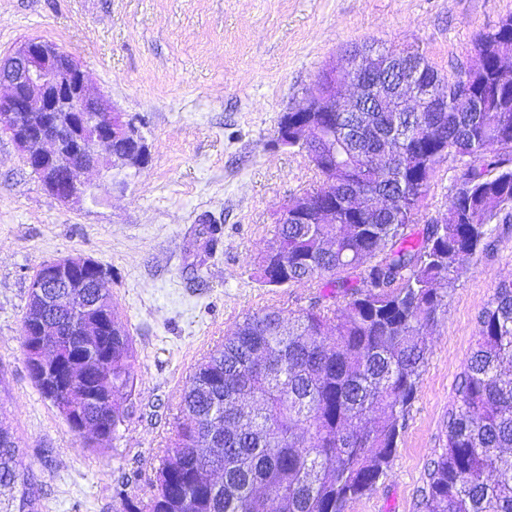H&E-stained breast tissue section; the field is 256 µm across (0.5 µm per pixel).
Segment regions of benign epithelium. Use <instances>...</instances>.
<instances>
[{"instance_id": "7a95c632", "label": "benign epithelium", "mask_w": 512, "mask_h": 512, "mask_svg": "<svg viewBox=\"0 0 512 512\" xmlns=\"http://www.w3.org/2000/svg\"><path fill=\"white\" fill-rule=\"evenodd\" d=\"M401 70L399 58L374 51L350 64L345 59L332 63L317 76L300 112L313 116L298 139L310 143L328 131L319 112L326 104H337L340 112L357 111L356 103L374 94L379 84L368 77L385 78ZM0 129L9 133L25 162L46 189L58 200L68 202L86 195L91 187L83 180L92 169H102V186L112 187V172L138 169L144 164L146 149L134 125L111 106L102 95L90 93L81 63L55 45L30 38L0 60ZM397 91L405 101H423L433 95L430 86L397 79ZM107 275L96 263L82 258H63L42 266L40 277L31 283V299L39 302L47 288L68 289V300L80 301L82 290L94 282L105 287ZM49 332L46 321H28L25 334L36 337L26 357L30 373L46 368L53 348L40 337ZM63 416L81 431L87 430L81 410L74 403L59 406Z\"/></svg>"}]
</instances>
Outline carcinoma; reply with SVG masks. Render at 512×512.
<instances>
[{
	"label": "carcinoma",
	"instance_id": "1",
	"mask_svg": "<svg viewBox=\"0 0 512 512\" xmlns=\"http://www.w3.org/2000/svg\"><path fill=\"white\" fill-rule=\"evenodd\" d=\"M483 73L441 77L417 52L413 78L447 100L413 111L389 92L373 112H338L336 217L321 223L326 182L303 195L306 218L275 227L280 269L259 265L269 286L319 281L320 295L288 313L263 310L197 365L183 393L182 421L144 501L126 483L113 487L121 512H346L385 474L417 392L429 352L427 330L447 305L448 289L491 234L512 220V75L498 59L512 55V15L482 35ZM400 157L385 172L370 154ZM469 157L448 222L416 223L437 162ZM401 205L390 211L387 199ZM94 299L112 314V335L84 346L70 311L46 319L69 336L71 350L112 371L111 396L83 390L80 374L60 385L33 381L51 403L75 402L93 425L129 418L136 386L133 339L108 293ZM0 408V512H39L37 484ZM424 512H512V281H503L477 318L473 350L448 409L446 448L431 462Z\"/></svg>",
	"mask_w": 512,
	"mask_h": 512
}]
</instances>
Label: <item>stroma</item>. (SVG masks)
Masks as SVG:
<instances>
[{
    "instance_id": "35a3bbf8",
    "label": "stroma",
    "mask_w": 512,
    "mask_h": 512,
    "mask_svg": "<svg viewBox=\"0 0 512 512\" xmlns=\"http://www.w3.org/2000/svg\"><path fill=\"white\" fill-rule=\"evenodd\" d=\"M512 0H0V58L25 39L79 60L91 90L131 120L148 159L96 198L55 199L0 131V408L42 512H116L117 482L148 496L193 371L248 314L298 310L317 282L273 287L259 260L276 213L317 185L306 154L275 146L281 115L324 65L364 42L422 53L444 78L474 64ZM465 159L435 166L412 233L441 217ZM221 229L209 244L207 225ZM88 258L137 351L130 419L108 450L72 432L37 390L22 318L40 266ZM512 279V223L497 224L429 330L430 351L389 467L347 512H424L479 311Z\"/></svg>"
}]
</instances>
